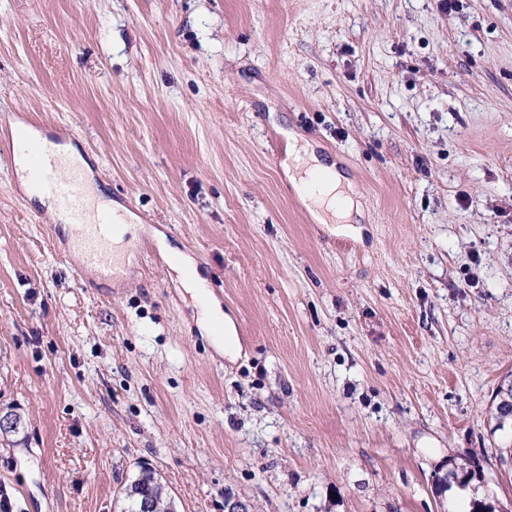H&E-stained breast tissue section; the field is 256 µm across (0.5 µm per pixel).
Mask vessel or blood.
I'll return each instance as SVG.
<instances>
[{
	"instance_id": "vessel-or-blood-1",
	"label": "vessel or blood",
	"mask_w": 512,
	"mask_h": 512,
	"mask_svg": "<svg viewBox=\"0 0 512 512\" xmlns=\"http://www.w3.org/2000/svg\"><path fill=\"white\" fill-rule=\"evenodd\" d=\"M8 154L26 159L30 187L50 196L57 215L75 227L83 266L97 269L107 279L120 277L122 263L115 230L124 221L123 212L96 206L82 172L24 127L9 131Z\"/></svg>"
}]
</instances>
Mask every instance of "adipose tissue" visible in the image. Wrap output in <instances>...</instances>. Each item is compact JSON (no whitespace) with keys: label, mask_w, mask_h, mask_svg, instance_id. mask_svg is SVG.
<instances>
[{"label":"adipose tissue","mask_w":512,"mask_h":512,"mask_svg":"<svg viewBox=\"0 0 512 512\" xmlns=\"http://www.w3.org/2000/svg\"><path fill=\"white\" fill-rule=\"evenodd\" d=\"M290 180L301 189L314 208L320 221L348 223L354 200L343 189V183L333 166L320 162L306 143L292 140L288 147ZM163 253L183 288L200 305V324L205 333L212 335L217 348L225 355L236 356L240 347L235 339L233 324L225 316L219 302L208 291V285L190 258L170 245H163Z\"/></svg>","instance_id":"1"}]
</instances>
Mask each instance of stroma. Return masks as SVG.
Masks as SVG:
<instances>
[{"label":"stroma","instance_id":"stroma-1","mask_svg":"<svg viewBox=\"0 0 512 512\" xmlns=\"http://www.w3.org/2000/svg\"><path fill=\"white\" fill-rule=\"evenodd\" d=\"M71 144L137 224L122 279L0 162V441L13 512H117L154 469L177 512H465L512 374V0H0V119ZM335 162L308 210L290 138ZM231 316L229 359L160 249ZM288 157L290 180L296 190L300 188L306 194L302 196L316 210V217L323 224H329V220L334 221L331 224H347L354 200L342 188L343 183L334 165L320 162L308 145L296 138L289 144ZM482 473H484V467L480 464V460L477 457L470 458L460 465L454 464L448 469V483L446 482L445 487L449 489L452 484H456L457 486L467 484L474 478L479 480Z\"/></svg>","mask_w":512,"mask_h":512}]
</instances>
